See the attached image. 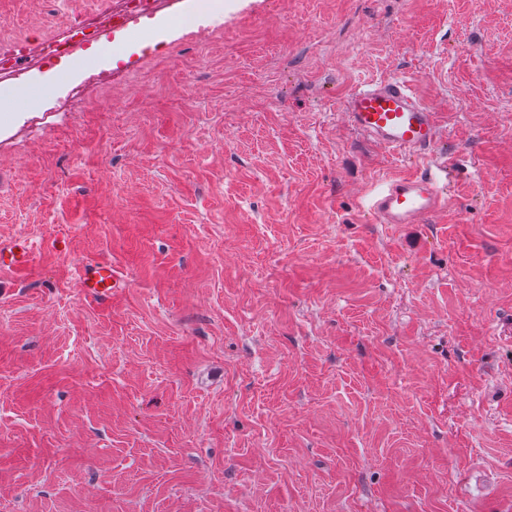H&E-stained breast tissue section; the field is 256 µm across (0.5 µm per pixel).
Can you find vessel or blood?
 <instances>
[{
    "mask_svg": "<svg viewBox=\"0 0 512 512\" xmlns=\"http://www.w3.org/2000/svg\"><path fill=\"white\" fill-rule=\"evenodd\" d=\"M349 123L366 137L385 148L406 154H425L437 140V124L417 98L408 80L390 79L359 88L341 103ZM432 172L415 177L387 180L374 195L371 211L381 224H418L435 215L446 198L441 175L448 162L439 158ZM31 245L21 239L11 246H0V266L16 272L26 269ZM76 277L83 292L100 304H110L119 287V277L111 262L85 263Z\"/></svg>",
    "mask_w": 512,
    "mask_h": 512,
    "instance_id": "obj_1",
    "label": "vessel or blood"
}]
</instances>
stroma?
<instances>
[{"label":"stroma","mask_w":512,"mask_h":512,"mask_svg":"<svg viewBox=\"0 0 512 512\" xmlns=\"http://www.w3.org/2000/svg\"><path fill=\"white\" fill-rule=\"evenodd\" d=\"M109 0H0V46ZM0 108V512H512V0H160ZM404 77L425 159L358 134ZM115 266L114 301L73 269ZM432 168L447 174L448 160L435 159L415 177L387 180L372 199L375 220L380 224H419L435 215L445 201L446 183ZM31 243L26 239H20L11 246H0V266L16 272L28 267Z\"/></svg>","instance_id":"stroma-1"}]
</instances>
